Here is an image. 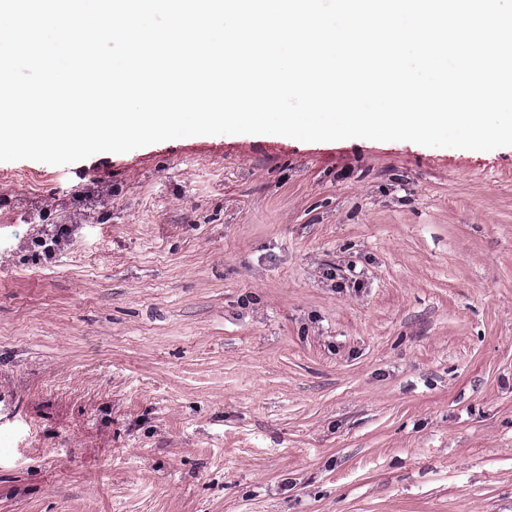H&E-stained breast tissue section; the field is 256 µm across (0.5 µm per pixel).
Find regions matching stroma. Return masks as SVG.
<instances>
[{
	"label": "stroma",
	"mask_w": 512,
	"mask_h": 512,
	"mask_svg": "<svg viewBox=\"0 0 512 512\" xmlns=\"http://www.w3.org/2000/svg\"><path fill=\"white\" fill-rule=\"evenodd\" d=\"M0 512H512V146L0 161Z\"/></svg>",
	"instance_id": "stroma-1"
}]
</instances>
